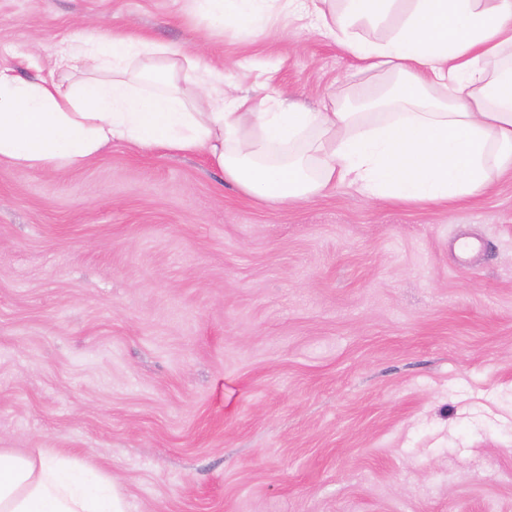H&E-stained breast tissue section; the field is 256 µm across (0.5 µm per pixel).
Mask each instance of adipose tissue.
I'll return each mask as SVG.
<instances>
[{
	"label": "adipose tissue",
	"mask_w": 512,
	"mask_h": 512,
	"mask_svg": "<svg viewBox=\"0 0 512 512\" xmlns=\"http://www.w3.org/2000/svg\"><path fill=\"white\" fill-rule=\"evenodd\" d=\"M211 28L310 21L354 61L322 109L226 90L190 52L109 30L73 38L60 78L0 68V161L80 166L122 143L202 154L244 193L288 206L347 186L439 205L512 171V0H185ZM0 512H128L110 475L48 448L0 449Z\"/></svg>",
	"instance_id": "ef3b65f1"
}]
</instances>
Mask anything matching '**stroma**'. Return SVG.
I'll use <instances>...</instances> for the list:
<instances>
[{
  "label": "stroma",
  "instance_id": "stroma-1",
  "mask_svg": "<svg viewBox=\"0 0 512 512\" xmlns=\"http://www.w3.org/2000/svg\"><path fill=\"white\" fill-rule=\"evenodd\" d=\"M112 28L318 108L352 60L281 16L0 0V67ZM0 448L110 474L129 512H512V172L450 206L288 208L200 155L0 162Z\"/></svg>",
  "mask_w": 512,
  "mask_h": 512
}]
</instances>
